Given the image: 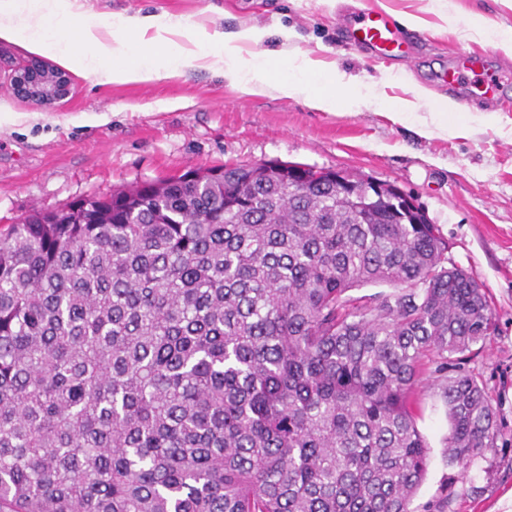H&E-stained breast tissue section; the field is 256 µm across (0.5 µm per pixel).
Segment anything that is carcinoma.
Returning a JSON list of instances; mask_svg holds the SVG:
<instances>
[{
  "label": "carcinoma",
  "instance_id": "carcinoma-1",
  "mask_svg": "<svg viewBox=\"0 0 512 512\" xmlns=\"http://www.w3.org/2000/svg\"><path fill=\"white\" fill-rule=\"evenodd\" d=\"M192 174L0 234V512H412L423 360L488 338L484 289L359 177ZM440 386L465 473L494 409Z\"/></svg>",
  "mask_w": 512,
  "mask_h": 512
}]
</instances>
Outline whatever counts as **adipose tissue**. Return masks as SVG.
Masks as SVG:
<instances>
[{
    "instance_id": "obj_1",
    "label": "adipose tissue",
    "mask_w": 512,
    "mask_h": 512,
    "mask_svg": "<svg viewBox=\"0 0 512 512\" xmlns=\"http://www.w3.org/2000/svg\"><path fill=\"white\" fill-rule=\"evenodd\" d=\"M76 0H0V37L28 43L32 51L57 57L74 70L101 74L108 82H144L166 78L183 69L211 61L225 67L244 89L274 85L284 96H305L320 107L361 100L358 78H330L324 85L313 79L310 61H277L274 53L243 58L241 45L261 39V32L246 29L227 36L213 31L198 39L190 25L179 18L155 15H118L108 26L77 23ZM137 33L131 43L127 34ZM112 67H104V60ZM280 62L282 76L271 80L270 65Z\"/></svg>"
}]
</instances>
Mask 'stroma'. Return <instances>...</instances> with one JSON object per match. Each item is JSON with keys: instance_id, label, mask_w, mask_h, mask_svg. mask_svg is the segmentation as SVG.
<instances>
[{"instance_id": "1", "label": "stroma", "mask_w": 512, "mask_h": 512, "mask_svg": "<svg viewBox=\"0 0 512 512\" xmlns=\"http://www.w3.org/2000/svg\"><path fill=\"white\" fill-rule=\"evenodd\" d=\"M387 12L403 34L421 32L413 60L377 59L342 36V14ZM80 19L115 14L178 17L198 30L256 28L244 46L309 58L371 85L369 101L314 108L305 98L249 94L216 69L190 68L147 83H107L68 70L69 95L42 105L0 89V230L33 210H56L135 182L198 167L298 162L395 185L413 197L448 244V261L485 289L494 324L449 375L474 376L495 410L497 436L467 476L447 466L446 408L426 371L418 386L419 431L431 448L414 512H507L512 491V84L452 108L447 130L419 133L448 98L440 73L460 56L496 54L471 20L512 30V0H78ZM409 108L406 120L393 112Z\"/></svg>"}]
</instances>
